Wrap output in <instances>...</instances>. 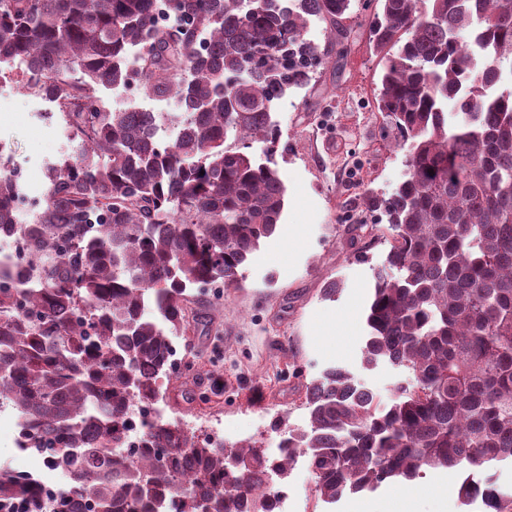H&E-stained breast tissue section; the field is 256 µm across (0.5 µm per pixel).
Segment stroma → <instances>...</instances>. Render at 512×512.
Here are the masks:
<instances>
[{
    "label": "stroma",
    "mask_w": 512,
    "mask_h": 512,
    "mask_svg": "<svg viewBox=\"0 0 512 512\" xmlns=\"http://www.w3.org/2000/svg\"><path fill=\"white\" fill-rule=\"evenodd\" d=\"M380 75L362 28L314 87L276 103L273 118L288 146L276 156L286 186L279 230L243 267L239 287L195 294L196 316L173 339L179 371L158 402L166 420H197L230 444L267 445L279 414L306 425L304 386L329 367L348 368L384 403L406 382L401 368L361 364L363 312L387 252V219L366 209L363 194H391L407 171L406 152L376 109ZM46 109L21 89L0 104V142L30 193L45 191L48 164L70 147L63 120H47ZM362 223L376 225L377 237L358 247L347 229ZM333 282L336 297L325 299ZM457 486V476L430 470L412 486L387 483L343 499L335 512H466Z\"/></svg>",
    "instance_id": "obj_1"
}]
</instances>
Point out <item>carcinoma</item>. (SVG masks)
Masks as SVG:
<instances>
[{"mask_svg": "<svg viewBox=\"0 0 512 512\" xmlns=\"http://www.w3.org/2000/svg\"><path fill=\"white\" fill-rule=\"evenodd\" d=\"M379 2L377 110L407 172L365 199L389 237L362 361L413 383L383 404L325 370L305 385L308 427L273 460L162 419L127 453V412L178 373L192 290L236 287L276 232L272 111L343 59L352 0H0V55L46 77L26 90L55 102L72 142L36 224H18L19 184L0 173V237L28 238L0 272V405L65 477L45 495L48 478L0 465V512H273L272 475L300 460L325 504L441 469L463 475L462 504L512 512V489L484 475L512 463V0ZM132 78L180 111L100 107Z\"/></svg>", "mask_w": 512, "mask_h": 512, "instance_id": "cac0c4a2", "label": "carcinoma"}]
</instances>
